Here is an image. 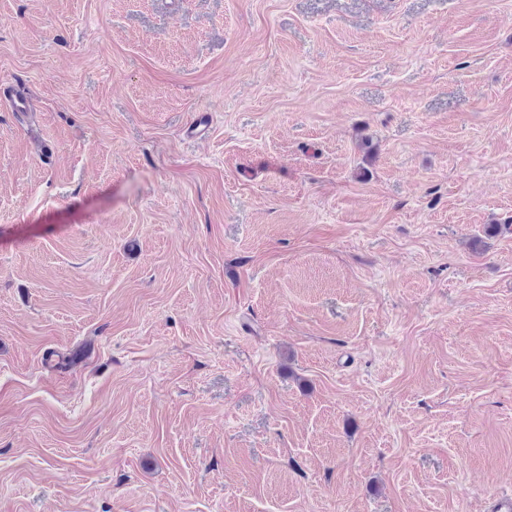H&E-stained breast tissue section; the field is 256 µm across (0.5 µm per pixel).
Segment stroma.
<instances>
[{"instance_id":"1","label":"stroma","mask_w":512,"mask_h":512,"mask_svg":"<svg viewBox=\"0 0 512 512\" xmlns=\"http://www.w3.org/2000/svg\"><path fill=\"white\" fill-rule=\"evenodd\" d=\"M1 80L0 512L512 491V0H0Z\"/></svg>"}]
</instances>
